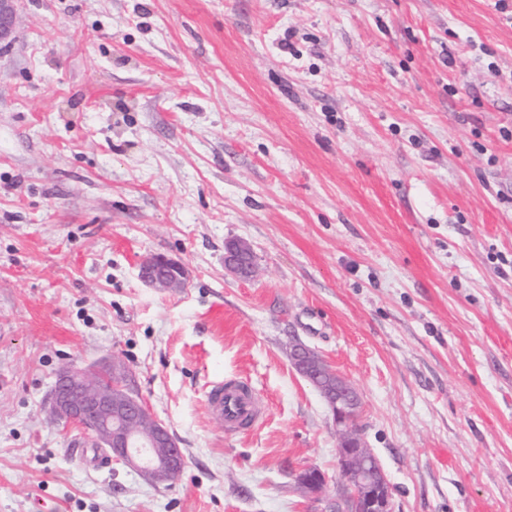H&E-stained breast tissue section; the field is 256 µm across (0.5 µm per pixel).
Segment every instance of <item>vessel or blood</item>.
<instances>
[{
    "mask_svg": "<svg viewBox=\"0 0 512 512\" xmlns=\"http://www.w3.org/2000/svg\"><path fill=\"white\" fill-rule=\"evenodd\" d=\"M213 413L223 417L226 431H238L260 418L265 408L251 387L239 380L215 382L206 393Z\"/></svg>",
    "mask_w": 512,
    "mask_h": 512,
    "instance_id": "vessel-or-blood-1",
    "label": "vessel or blood"
}]
</instances>
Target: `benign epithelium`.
<instances>
[{"mask_svg": "<svg viewBox=\"0 0 512 512\" xmlns=\"http://www.w3.org/2000/svg\"><path fill=\"white\" fill-rule=\"evenodd\" d=\"M17 0H0V42L13 34ZM224 267L240 278L253 275L250 248L241 242L225 246ZM140 278L160 290L182 288L188 271L181 263L157 254L140 266ZM294 368L328 406L340 437L338 466L346 498L356 512H392L390 482L357 427L359 397L352 384L306 345L290 354ZM129 370L118 361L89 367H67L57 376L49 398L51 415L65 423L90 428L98 447L112 459L131 467L155 484L175 481L185 467L183 451L165 423L128 386ZM309 494L324 486L323 474L305 469L297 475Z\"/></svg>", "mask_w": 512, "mask_h": 512, "instance_id": "obj_1", "label": "benign epithelium"}]
</instances>
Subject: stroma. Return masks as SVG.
<instances>
[{
    "mask_svg": "<svg viewBox=\"0 0 512 512\" xmlns=\"http://www.w3.org/2000/svg\"><path fill=\"white\" fill-rule=\"evenodd\" d=\"M156 254L185 287L139 279ZM297 340L354 385L393 512H512V0H21L0 512H332ZM113 359L184 453L172 483L79 463L92 432L49 416L62 368ZM231 377L267 407L235 434L205 401ZM224 267L237 277H251L254 267L250 248L241 242L227 244L225 246Z\"/></svg>",
    "mask_w": 512,
    "mask_h": 512,
    "instance_id": "obj_1",
    "label": "stroma"
}]
</instances>
